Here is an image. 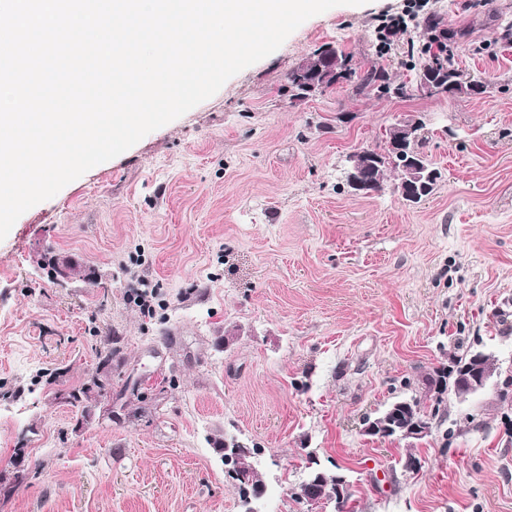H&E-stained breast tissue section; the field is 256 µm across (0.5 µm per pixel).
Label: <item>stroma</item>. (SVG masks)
I'll use <instances>...</instances> for the list:
<instances>
[{
  "instance_id": "stroma-1",
  "label": "stroma",
  "mask_w": 512,
  "mask_h": 512,
  "mask_svg": "<svg viewBox=\"0 0 512 512\" xmlns=\"http://www.w3.org/2000/svg\"><path fill=\"white\" fill-rule=\"evenodd\" d=\"M340 5L0 241V512H240L218 447L257 448L255 512H308L306 458L344 476V512H512V402L429 392L468 350L512 371V0H430L485 94L415 92L381 16ZM321 48L354 77L303 100ZM373 69L406 97L360 83ZM442 172L417 205L351 192L350 153L399 119ZM157 284L152 316L129 296ZM112 384L81 401L106 346ZM420 398L427 437L367 433ZM415 467H408V460Z\"/></svg>"
}]
</instances>
